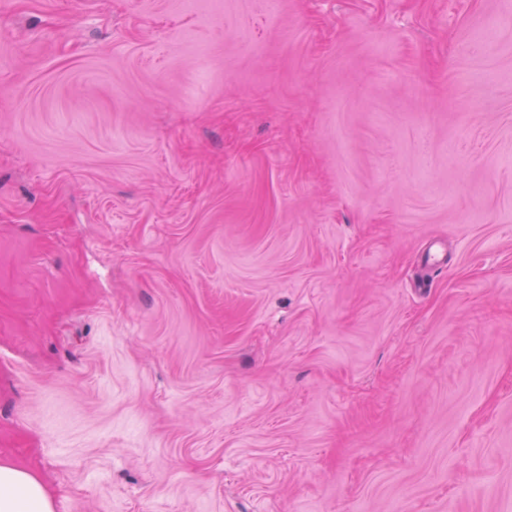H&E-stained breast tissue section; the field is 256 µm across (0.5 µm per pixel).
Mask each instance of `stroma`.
I'll return each instance as SVG.
<instances>
[{"mask_svg":"<svg viewBox=\"0 0 512 512\" xmlns=\"http://www.w3.org/2000/svg\"><path fill=\"white\" fill-rule=\"evenodd\" d=\"M0 458L512 512V0H0Z\"/></svg>","mask_w":512,"mask_h":512,"instance_id":"1","label":"stroma"}]
</instances>
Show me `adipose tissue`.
<instances>
[{"label":"adipose tissue","mask_w":512,"mask_h":512,"mask_svg":"<svg viewBox=\"0 0 512 512\" xmlns=\"http://www.w3.org/2000/svg\"><path fill=\"white\" fill-rule=\"evenodd\" d=\"M0 512H53L51 495L31 469L0 461Z\"/></svg>","instance_id":"adipose-tissue-1"}]
</instances>
